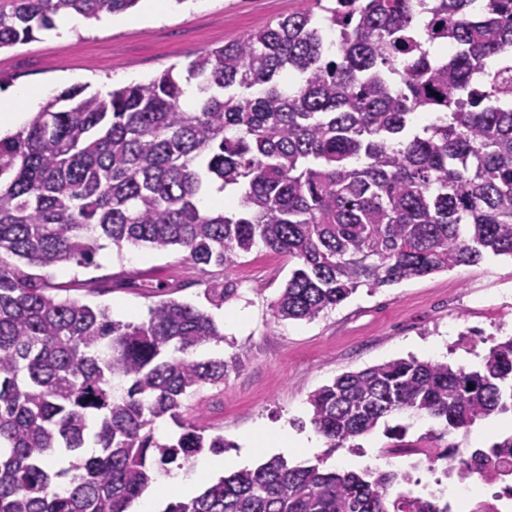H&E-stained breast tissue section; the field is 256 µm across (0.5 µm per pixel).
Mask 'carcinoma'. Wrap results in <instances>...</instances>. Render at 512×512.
<instances>
[{
  "mask_svg": "<svg viewBox=\"0 0 512 512\" xmlns=\"http://www.w3.org/2000/svg\"><path fill=\"white\" fill-rule=\"evenodd\" d=\"M309 0L143 83L74 85L0 138V512H128L174 464L234 444L184 418L241 360L179 283L150 284L148 319L52 291L42 271L90 265L105 238L225 269L258 246L293 263L271 303L312 322L359 287L512 257V0ZM138 0H0V50L54 18L97 20ZM436 114L418 126L416 114ZM237 203L206 209L211 187ZM218 308L237 296L209 283ZM473 389H468V385ZM328 452L400 414L442 434L512 414V336L473 368L398 359L307 397ZM179 432L161 437L158 422ZM429 460L472 471L447 446ZM392 469L328 470L273 456L163 512H448L394 488Z\"/></svg>",
  "mask_w": 512,
  "mask_h": 512,
  "instance_id": "obj_1",
  "label": "carcinoma"
}]
</instances>
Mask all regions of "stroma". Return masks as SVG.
<instances>
[{"label": "stroma", "instance_id": "obj_1", "mask_svg": "<svg viewBox=\"0 0 512 512\" xmlns=\"http://www.w3.org/2000/svg\"><path fill=\"white\" fill-rule=\"evenodd\" d=\"M302 0H185L169 5L163 20L148 17L112 24L83 21L68 35L51 29L35 41L0 50V91L38 89L54 95L73 85L90 91L149 80L165 68L184 65L190 53L217 48L300 9ZM155 270L159 279L182 283L178 300L197 302L205 283L231 279L237 299L213 312L224 326L218 353L242 356L224 386L207 387L186 402V418L231 440L225 457L260 430L289 426L310 429V392L336 376L407 357L433 359L442 343L443 361L475 366L468 336L512 334V259L488 256L476 266L414 278L372 290L359 288L327 316L311 322H275L270 304L288 279L286 256L255 248L231 270L199 269L182 250L158 252L104 244L90 266L49 269L47 281L70 284L71 297L111 307L114 319L139 322L152 300L144 294H92L89 280H107L131 271ZM406 442L421 448L473 447L472 429L442 434L439 421L406 419Z\"/></svg>", "mask_w": 512, "mask_h": 512}]
</instances>
